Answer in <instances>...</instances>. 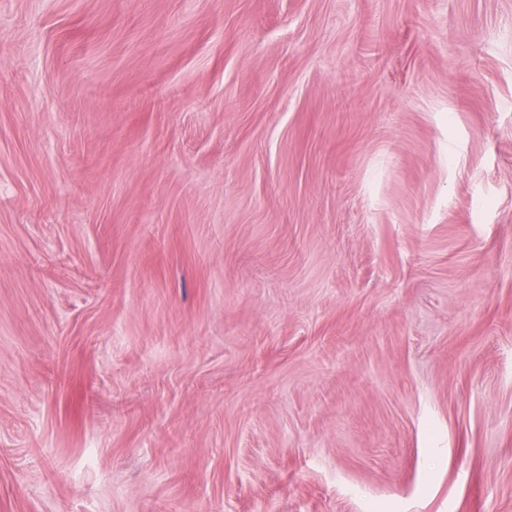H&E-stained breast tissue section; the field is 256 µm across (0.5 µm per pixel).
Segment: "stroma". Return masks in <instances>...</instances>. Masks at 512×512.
I'll list each match as a JSON object with an SVG mask.
<instances>
[{
    "label": "stroma",
    "instance_id": "obj_1",
    "mask_svg": "<svg viewBox=\"0 0 512 512\" xmlns=\"http://www.w3.org/2000/svg\"><path fill=\"white\" fill-rule=\"evenodd\" d=\"M512 512V0H0V512Z\"/></svg>",
    "mask_w": 512,
    "mask_h": 512
}]
</instances>
